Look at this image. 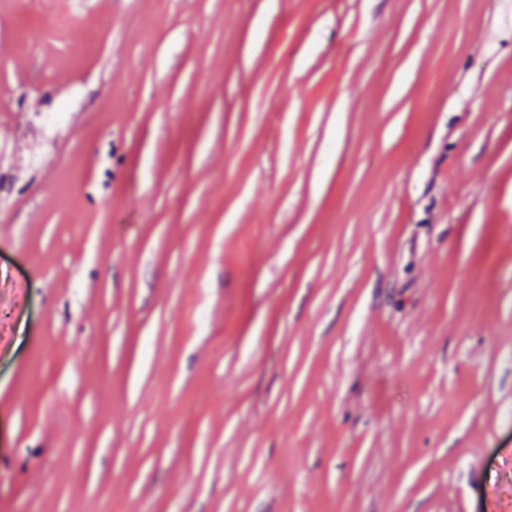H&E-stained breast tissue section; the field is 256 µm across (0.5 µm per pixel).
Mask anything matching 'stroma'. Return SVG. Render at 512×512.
Here are the masks:
<instances>
[{
	"label": "stroma",
	"instance_id": "1",
	"mask_svg": "<svg viewBox=\"0 0 512 512\" xmlns=\"http://www.w3.org/2000/svg\"><path fill=\"white\" fill-rule=\"evenodd\" d=\"M0 512H512V0H0Z\"/></svg>",
	"mask_w": 512,
	"mask_h": 512
}]
</instances>
